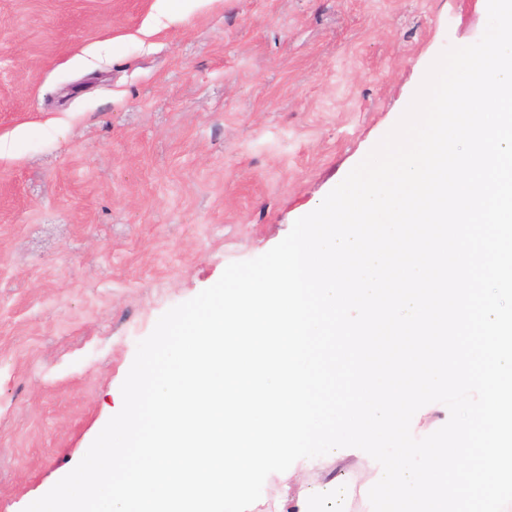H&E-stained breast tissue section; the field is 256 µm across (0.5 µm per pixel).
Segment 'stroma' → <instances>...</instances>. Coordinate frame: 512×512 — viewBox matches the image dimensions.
<instances>
[{
  "label": "stroma",
  "mask_w": 512,
  "mask_h": 512,
  "mask_svg": "<svg viewBox=\"0 0 512 512\" xmlns=\"http://www.w3.org/2000/svg\"><path fill=\"white\" fill-rule=\"evenodd\" d=\"M483 0H0V512L121 408L139 341L266 253L477 42ZM368 454L301 459L352 512Z\"/></svg>",
  "instance_id": "35a3bbf8"
}]
</instances>
